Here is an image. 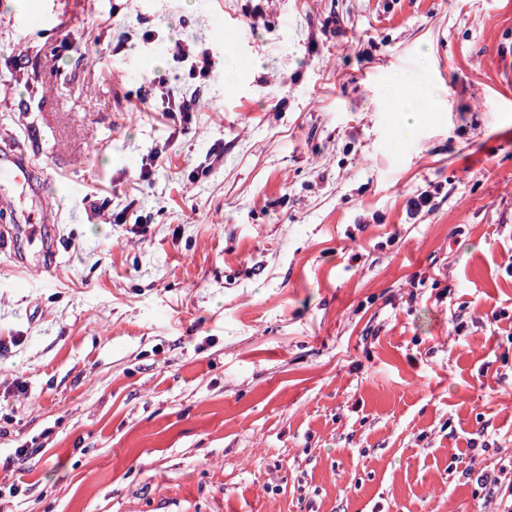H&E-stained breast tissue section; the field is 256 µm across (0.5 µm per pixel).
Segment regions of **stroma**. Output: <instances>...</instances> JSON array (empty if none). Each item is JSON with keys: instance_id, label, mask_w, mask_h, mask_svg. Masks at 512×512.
<instances>
[{"instance_id": "35a3bbf8", "label": "stroma", "mask_w": 512, "mask_h": 512, "mask_svg": "<svg viewBox=\"0 0 512 512\" xmlns=\"http://www.w3.org/2000/svg\"><path fill=\"white\" fill-rule=\"evenodd\" d=\"M2 134L0 512H495L512 0H0ZM11 162V166L4 167L8 170L7 175L13 179L23 180L32 192H37L39 182L35 178L32 160L28 155L25 152L12 153Z\"/></svg>"}]
</instances>
